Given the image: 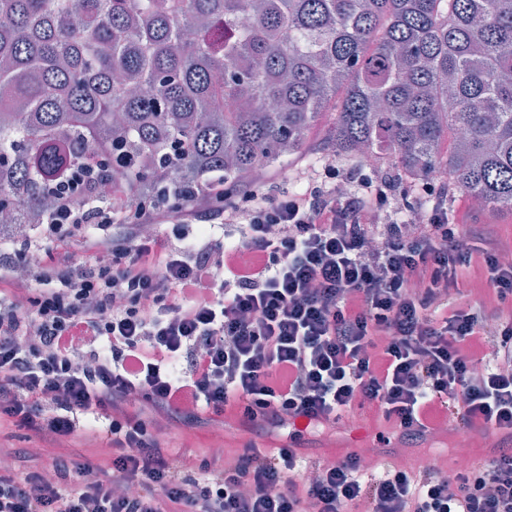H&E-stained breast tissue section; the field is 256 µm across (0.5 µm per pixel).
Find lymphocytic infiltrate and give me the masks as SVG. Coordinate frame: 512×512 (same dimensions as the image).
<instances>
[{
  "mask_svg": "<svg viewBox=\"0 0 512 512\" xmlns=\"http://www.w3.org/2000/svg\"><path fill=\"white\" fill-rule=\"evenodd\" d=\"M324 175L276 197L264 180L232 198L217 183L127 221L66 188L37 235L0 251V426L114 449L108 470L60 452L49 478L28 449L0 450V512H512L505 448L368 482L356 453L310 466L251 442L228 470L221 453L166 447V426H217L233 407L262 437L301 417L332 433L365 406L403 442L444 432L448 413L512 430L503 241L461 236L447 181L423 182L426 221L409 233L369 223L382 189L341 195L335 167ZM146 224L194 225L199 241ZM474 263L493 300L463 291Z\"/></svg>",
  "mask_w": 512,
  "mask_h": 512,
  "instance_id": "1",
  "label": "lymphocytic infiltrate"
}]
</instances>
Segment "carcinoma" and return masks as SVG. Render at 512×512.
I'll return each mask as SVG.
<instances>
[{"mask_svg": "<svg viewBox=\"0 0 512 512\" xmlns=\"http://www.w3.org/2000/svg\"><path fill=\"white\" fill-rule=\"evenodd\" d=\"M325 114L336 155L512 211V0H0V240L67 163L128 218L295 160Z\"/></svg>", "mask_w": 512, "mask_h": 512, "instance_id": "obj_1", "label": "carcinoma"}]
</instances>
